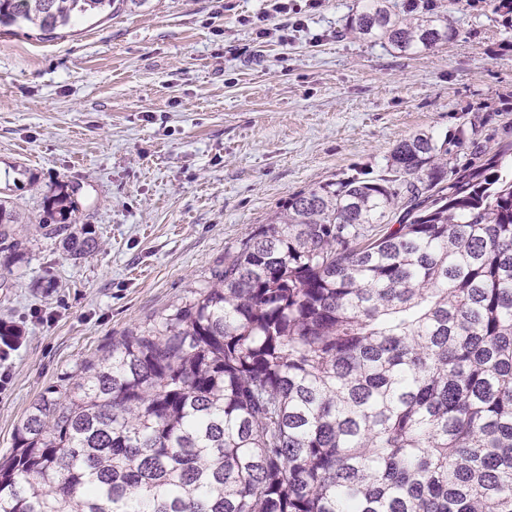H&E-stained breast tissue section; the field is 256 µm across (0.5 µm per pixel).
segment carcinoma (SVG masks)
I'll return each instance as SVG.
<instances>
[{"mask_svg":"<svg viewBox=\"0 0 512 512\" xmlns=\"http://www.w3.org/2000/svg\"><path fill=\"white\" fill-rule=\"evenodd\" d=\"M125 0H0L52 38ZM366 0L347 31L400 52L439 16ZM429 134L299 191L211 283L43 398L0 463V512H512V175ZM62 190L42 227L72 225ZM0 199V250L21 243ZM97 246L83 224L63 239Z\"/></svg>","mask_w":512,"mask_h":512,"instance_id":"obj_1","label":"carcinoma"}]
</instances>
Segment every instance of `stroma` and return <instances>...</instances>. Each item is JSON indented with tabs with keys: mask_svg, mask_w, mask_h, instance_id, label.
Wrapping results in <instances>:
<instances>
[{
	"mask_svg": "<svg viewBox=\"0 0 512 512\" xmlns=\"http://www.w3.org/2000/svg\"><path fill=\"white\" fill-rule=\"evenodd\" d=\"M275 3L144 0L53 39L0 34V195L25 217L0 252V321L22 331L0 353V461L33 403L189 300L291 194L420 133L458 167L512 153V15L489 0H389L460 32L413 54L347 33L362 0L295 31ZM273 26L287 41L257 37ZM63 188L98 242L77 260L38 226Z\"/></svg>",
	"mask_w": 512,
	"mask_h": 512,
	"instance_id": "1",
	"label": "stroma"
}]
</instances>
